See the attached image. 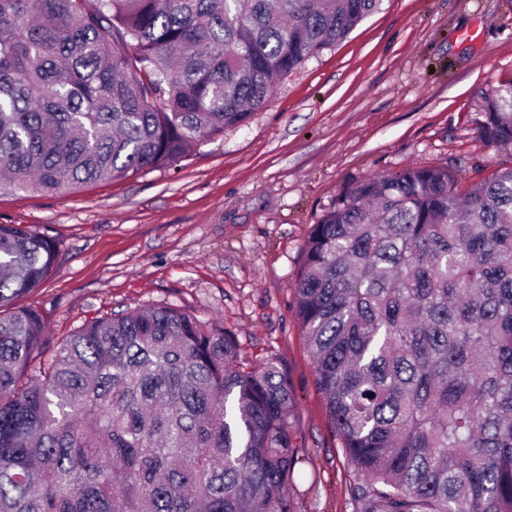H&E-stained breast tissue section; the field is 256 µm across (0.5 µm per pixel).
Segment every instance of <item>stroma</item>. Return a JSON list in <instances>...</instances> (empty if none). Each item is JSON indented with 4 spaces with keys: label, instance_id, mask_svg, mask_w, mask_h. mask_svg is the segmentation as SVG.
Returning <instances> with one entry per match:
<instances>
[{
    "label": "stroma",
    "instance_id": "35a3bbf8",
    "mask_svg": "<svg viewBox=\"0 0 512 512\" xmlns=\"http://www.w3.org/2000/svg\"><path fill=\"white\" fill-rule=\"evenodd\" d=\"M511 75L512 0H384L282 77L244 126L171 167L79 192L1 194L0 224L57 241L32 297L53 336L97 313L169 304L233 332L244 363L279 357L297 400L295 512H353L356 474L295 316L306 236L378 173L448 166L467 186L511 168L512 144L479 135L483 92Z\"/></svg>",
    "mask_w": 512,
    "mask_h": 512
}]
</instances>
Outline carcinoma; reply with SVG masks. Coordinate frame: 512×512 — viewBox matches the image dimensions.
<instances>
[{
    "label": "carcinoma",
    "instance_id": "obj_1",
    "mask_svg": "<svg viewBox=\"0 0 512 512\" xmlns=\"http://www.w3.org/2000/svg\"><path fill=\"white\" fill-rule=\"evenodd\" d=\"M383 0H0V194L167 167L243 125ZM481 137L512 143V78ZM55 240L0 224V512H295L276 358L173 306L59 342ZM354 512H512V168L409 166L313 225L295 285Z\"/></svg>",
    "mask_w": 512,
    "mask_h": 512
}]
</instances>
